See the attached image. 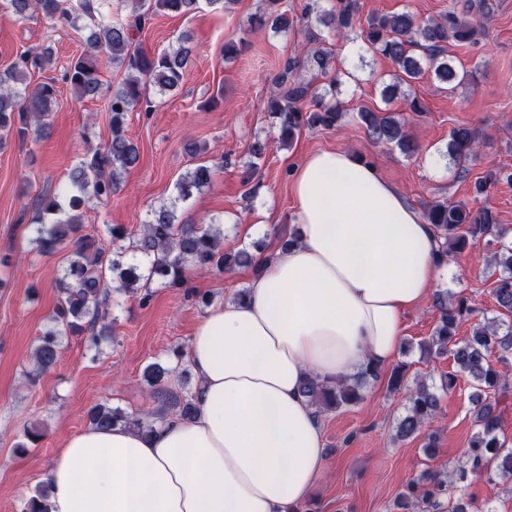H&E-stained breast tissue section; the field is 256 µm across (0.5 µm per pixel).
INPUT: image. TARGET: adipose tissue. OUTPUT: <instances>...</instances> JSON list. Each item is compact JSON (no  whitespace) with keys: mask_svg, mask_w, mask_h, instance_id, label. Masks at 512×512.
Masks as SVG:
<instances>
[{"mask_svg":"<svg viewBox=\"0 0 512 512\" xmlns=\"http://www.w3.org/2000/svg\"><path fill=\"white\" fill-rule=\"evenodd\" d=\"M292 193L297 242L195 326L194 418L70 436L46 475L49 512H287L311 496L324 436L304 379L387 368L448 267L432 225L351 151L307 155Z\"/></svg>","mask_w":512,"mask_h":512,"instance_id":"obj_1","label":"adipose tissue"}]
</instances>
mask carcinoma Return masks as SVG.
Instances as JSON below:
<instances>
[{
  "label": "carcinoma",
  "mask_w": 512,
  "mask_h": 512,
  "mask_svg": "<svg viewBox=\"0 0 512 512\" xmlns=\"http://www.w3.org/2000/svg\"><path fill=\"white\" fill-rule=\"evenodd\" d=\"M202 1L216 10L224 9V0H153L151 4L147 0H121L130 8L129 18L122 20L112 17V0H5V8L19 19L38 12L54 27L88 31L84 54L65 75L77 99L100 95L99 56H105L124 72V79L112 88L107 100L111 127L108 142L85 153L67 185L36 198L35 217L29 224L32 250L38 255L52 254L62 247L69 250L55 282L58 300L49 318L51 326L36 340L32 351L33 366L39 374L56 366L67 336H86L89 347L99 346V336L112 327L109 317L114 291H137L154 282L181 288L188 273L195 270L231 271L250 263L258 267L263 263L261 259L251 261L244 250H224L223 227L213 220L200 224L177 222L179 207L193 192L202 191L212 182L213 167L206 161L197 162L179 176L174 195L151 209L149 220L131 246L110 251L95 237L83 233V209L108 201L125 172L139 163V150L127 135V117L139 104L147 112L153 108L143 96L145 85L152 83L162 92L178 88L192 52L186 46L189 37L182 36L177 47L150 53L136 44L133 31L146 25L152 9L187 15L200 9ZM316 21L337 32L358 29L370 49L390 58L398 66V73L394 74L395 83L384 89L383 100L389 105L400 94L407 110L417 117L423 115L424 109L410 93L412 82L428 71L450 91L462 84L468 73L458 70L448 56L447 45L451 40L471 43L478 34L476 23L454 11L426 20L410 11H395L372 15L363 22L358 17L357 0H337L336 10L317 16ZM253 24L279 33L292 27L294 20L273 10L254 18ZM305 39L304 60H287L268 103V115L279 129L281 144L288 147L302 129L334 127L343 116L339 104L326 102L327 93L336 91L340 80L329 83V92L315 93L310 83L296 77L303 62L323 77L332 69V53L322 46L323 38L308 29ZM50 61V49H32L0 70V146L12 134L25 138L32 128L37 136H48L46 116L57 100L58 90L53 81L31 84L30 75ZM358 118L373 141L392 144L407 156L419 150L418 144L403 132L405 118L398 117V113L387 108H361ZM482 141V132L477 128L459 125L451 130L448 157L460 176L468 174L467 162ZM502 177L501 169L490 167L474 182L475 196H488ZM423 218L434 226L444 257L473 249L489 236L499 239L507 234V229L499 226L496 213L486 205L474 209L462 202H431L424 206ZM494 264L501 269L495 280L496 301L512 312V247H503L502 254L494 257ZM437 307L439 320L421 349L428 356L434 352L452 355L455 370L441 379L442 390L453 389L460 376L469 379L475 389L471 401L477 432L464 460L451 470L433 474L428 485L415 479L405 485L396 503L405 512L420 502L438 508L439 498L450 489L460 495L448 498V512H466L461 491L473 480L486 477L512 484V448L500 441L499 417L492 404L483 399V394L508 385L507 374L492 366L488 353L496 348L504 353L512 351V327L502 331L496 319L487 318L473 330L470 339L460 340L456 337L457 328L473 316L475 309L464 297L448 299L446 290L438 293ZM176 358L173 366L156 362L144 372L151 395L161 401L153 412L130 416L98 404L88 411L89 423L103 429L124 423L149 435L170 418L191 419L196 405L193 392L183 389V352H176ZM302 393L320 416L361 399L359 384L350 380L329 384L311 377ZM439 409L438 396L427 390L425 381H415L408 411L398 422L400 436L415 437ZM47 498V487L43 486L23 502L22 512H47Z\"/></svg>",
  "instance_id": "cac0c4a2"
}]
</instances>
